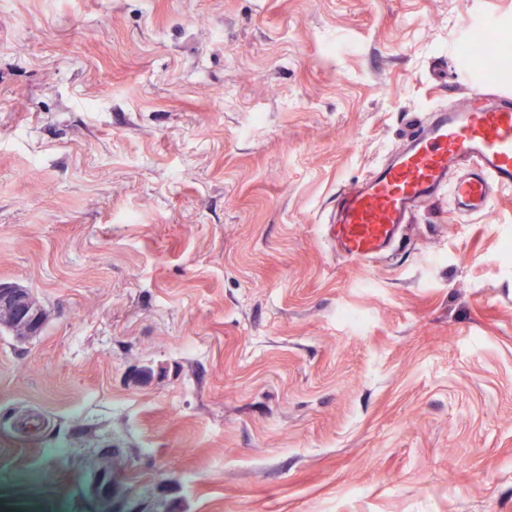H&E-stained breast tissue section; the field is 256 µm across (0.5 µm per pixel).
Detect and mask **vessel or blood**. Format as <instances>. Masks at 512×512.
I'll use <instances>...</instances> for the list:
<instances>
[{
  "instance_id": "obj_1",
  "label": "vessel or blood",
  "mask_w": 512,
  "mask_h": 512,
  "mask_svg": "<svg viewBox=\"0 0 512 512\" xmlns=\"http://www.w3.org/2000/svg\"><path fill=\"white\" fill-rule=\"evenodd\" d=\"M512 190V94H488L475 81L450 107L410 120L396 153L343 187L330 206L326 237L355 264L393 253L402 228L428 201L449 196L466 215Z\"/></svg>"
}]
</instances>
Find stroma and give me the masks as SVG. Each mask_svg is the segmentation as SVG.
Returning a JSON list of instances; mask_svg holds the SVG:
<instances>
[{
    "instance_id": "stroma-1",
    "label": "stroma",
    "mask_w": 512,
    "mask_h": 512,
    "mask_svg": "<svg viewBox=\"0 0 512 512\" xmlns=\"http://www.w3.org/2000/svg\"><path fill=\"white\" fill-rule=\"evenodd\" d=\"M512 0H0V512H512V191L356 269L330 201ZM7 310L15 325L26 335L18 336L28 341L40 335L47 324L48 313L39 306L26 288L0 283V311ZM113 481L114 474L110 470L99 469L94 470L93 473L90 474L89 493L98 506H101L99 509L100 512H139L138 510H142L140 506L136 509L129 497L124 501L113 499L110 494Z\"/></svg>"
}]
</instances>
